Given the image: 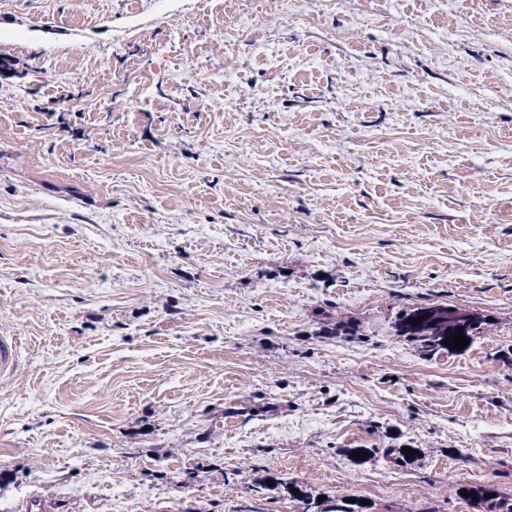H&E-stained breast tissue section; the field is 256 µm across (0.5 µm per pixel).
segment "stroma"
Returning a JSON list of instances; mask_svg holds the SVG:
<instances>
[{"label":"stroma","instance_id":"1","mask_svg":"<svg viewBox=\"0 0 512 512\" xmlns=\"http://www.w3.org/2000/svg\"><path fill=\"white\" fill-rule=\"evenodd\" d=\"M1 331L0 512L512 494V0H0ZM441 306H420L403 312L394 324L397 335L405 336L430 355L438 354L441 351H451V347L442 344V339L434 327L443 337L447 338L448 330L459 327L470 315L462 309L451 306H447L451 308L435 310ZM425 310H433L430 318L434 327L429 325ZM420 316H424V319L419 324L413 325V322H409V319H416ZM21 363V341L18 336L0 333V380L13 377Z\"/></svg>","mask_w":512,"mask_h":512}]
</instances>
